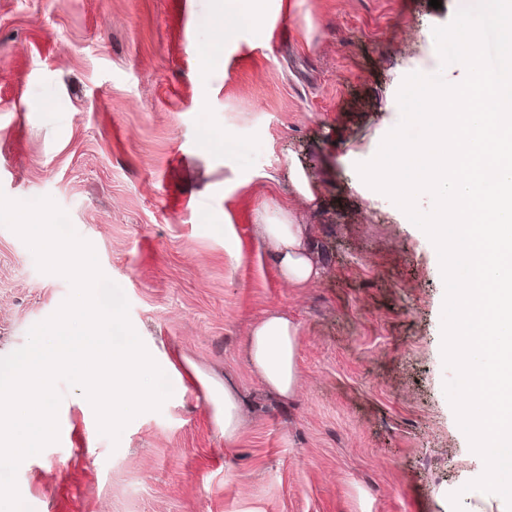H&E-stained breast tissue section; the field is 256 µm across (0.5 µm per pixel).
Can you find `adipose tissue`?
Masks as SVG:
<instances>
[{"instance_id": "1", "label": "adipose tissue", "mask_w": 512, "mask_h": 512, "mask_svg": "<svg viewBox=\"0 0 512 512\" xmlns=\"http://www.w3.org/2000/svg\"><path fill=\"white\" fill-rule=\"evenodd\" d=\"M265 237L274 245L282 279L288 285L303 287L319 270L306 246L303 225L270 219L263 225ZM295 324L283 315H272L253 331L246 346L247 356L265 383L280 395H291L299 382L296 369Z\"/></svg>"}]
</instances>
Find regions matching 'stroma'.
<instances>
[{"mask_svg": "<svg viewBox=\"0 0 512 512\" xmlns=\"http://www.w3.org/2000/svg\"><path fill=\"white\" fill-rule=\"evenodd\" d=\"M440 2L246 0L226 43L224 0H0V191L66 213L172 388L114 441L58 382L61 435L17 472L28 512H452L455 492L506 512L465 489L485 465L444 391L439 256L356 170L407 75L458 76L428 35L473 0ZM273 217L307 229L305 287L280 277ZM70 294L0 226V357ZM276 313L297 327L287 398L246 354ZM218 413L223 417L224 436L234 432L238 420V405L230 387L224 386V402L221 404Z\"/></svg>", "mask_w": 512, "mask_h": 512, "instance_id": "1", "label": "stroma"}]
</instances>
